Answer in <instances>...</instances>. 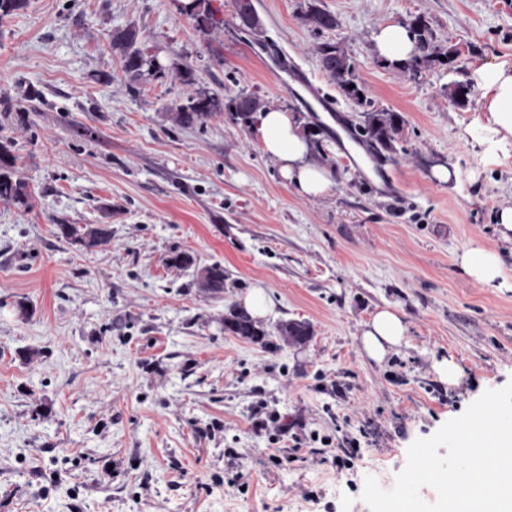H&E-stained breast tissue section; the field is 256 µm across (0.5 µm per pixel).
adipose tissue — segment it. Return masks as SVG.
Segmentation results:
<instances>
[{
	"instance_id": "1",
	"label": "adipose tissue",
	"mask_w": 512,
	"mask_h": 512,
	"mask_svg": "<svg viewBox=\"0 0 512 512\" xmlns=\"http://www.w3.org/2000/svg\"><path fill=\"white\" fill-rule=\"evenodd\" d=\"M378 55L386 62L400 63L413 56L414 41L400 24L381 26L374 35ZM471 80L488 102L487 154L494 163L512 159V68L505 64H482L470 72ZM252 134L263 153L277 166L283 179L303 198H319L333 186L331 174L312 159L314 146L295 113L268 108L254 116ZM464 271L477 283L499 286L503 270L499 258L484 249L471 248L460 257ZM406 326L397 308L377 311L362 332L361 344L374 361H383L402 344Z\"/></svg>"
}]
</instances>
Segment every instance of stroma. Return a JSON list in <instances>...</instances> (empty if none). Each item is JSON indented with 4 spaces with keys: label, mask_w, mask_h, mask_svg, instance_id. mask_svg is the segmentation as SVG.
<instances>
[{
    "label": "stroma",
    "mask_w": 512,
    "mask_h": 512,
    "mask_svg": "<svg viewBox=\"0 0 512 512\" xmlns=\"http://www.w3.org/2000/svg\"><path fill=\"white\" fill-rule=\"evenodd\" d=\"M252 3L257 39L235 0H211L213 28L182 0H26L0 19V144L27 190L0 200V512H370L366 476L392 489L416 438L512 381V240L495 222L512 161L491 163L478 139L481 90L451 95L477 64L512 65V0ZM312 3L334 29L306 23ZM417 15L458 56L414 76L381 62L373 35ZM128 27L161 66L134 93L111 45ZM323 42L346 47L372 107L405 118L388 163L398 198L369 188V160L337 150L281 63L359 123L314 52ZM192 94L221 108L186 127L174 114ZM241 96L315 130L329 196L288 186L228 112ZM440 166L458 181L438 182ZM62 224L112 238L89 248ZM474 247L501 257L505 287L461 269ZM180 252L192 266L169 265ZM216 263L220 293L200 279ZM257 285L271 305L261 343L224 329ZM388 305L405 340L378 364L361 335ZM289 321L309 338L286 341ZM445 359L459 384L437 373ZM273 413L306 439L280 462L256 428Z\"/></svg>",
    "instance_id": "35a3bbf8"
}]
</instances>
